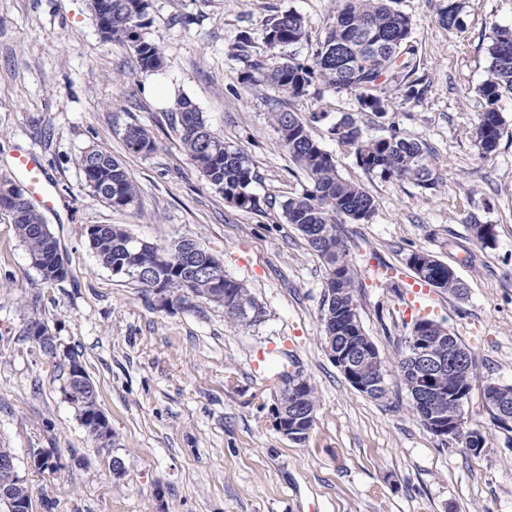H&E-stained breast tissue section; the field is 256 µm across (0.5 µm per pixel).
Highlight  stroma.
<instances>
[{"mask_svg": "<svg viewBox=\"0 0 512 512\" xmlns=\"http://www.w3.org/2000/svg\"><path fill=\"white\" fill-rule=\"evenodd\" d=\"M447 3L398 4L413 22L426 92L408 102L392 91L389 118L433 150L440 180L425 190L366 173L336 141L330 128L357 112L353 96L288 100L239 82L253 60L272 68L309 58L336 0H147L148 36L164 50L154 71L103 39L88 0H0V179L15 180L13 154L37 153L56 189L43 216L69 268L66 280L39 287L0 210V448L15 454L32 512H48L47 496L50 512H512V431L494 424L483 394L486 381L512 384V139L487 160L472 141L483 110L472 89L488 75L493 27H512V0H461L459 31L439 23ZM287 11L304 18L309 41L270 47L265 25ZM182 95L248 156L255 209L225 201L190 164L171 121ZM278 105L303 118L325 113L310 125L312 138L375 200L371 221L345 224L344 234L360 324L385 367L382 399L353 388L325 349V268L281 210L310 183L279 144ZM132 125L149 131L154 152H127ZM92 146L124 163L140 188L137 206L116 210L89 193L76 160ZM475 222L494 225V248L476 243ZM93 224H119L159 245L196 241L247 283L261 321L233 323L209 302L163 305L99 263L85 236ZM416 249L451 266L466 298L406 269ZM420 318L448 327L476 358L464 410L489 437L479 456L442 441L409 410L397 360ZM33 319L94 381L111 447L84 430L64 393L68 361L36 349L26 334ZM283 364L317 392L303 444L274 426ZM39 452L53 470L35 468ZM115 456L125 464L118 479Z\"/></svg>", "mask_w": 512, "mask_h": 512, "instance_id": "1", "label": "stroma"}]
</instances>
